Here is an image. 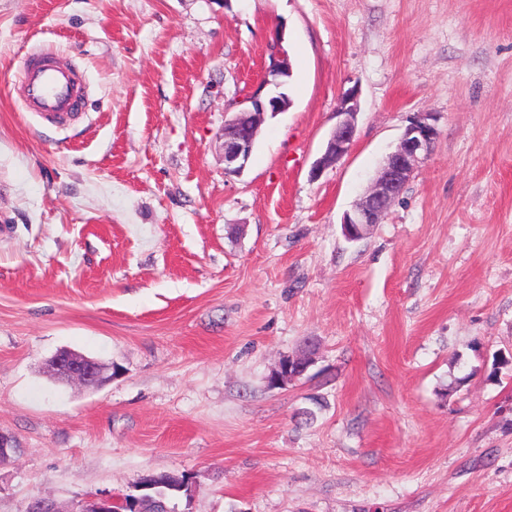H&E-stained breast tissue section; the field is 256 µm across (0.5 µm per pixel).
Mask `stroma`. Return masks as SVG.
Instances as JSON below:
<instances>
[{
    "label": "stroma",
    "mask_w": 512,
    "mask_h": 512,
    "mask_svg": "<svg viewBox=\"0 0 512 512\" xmlns=\"http://www.w3.org/2000/svg\"><path fill=\"white\" fill-rule=\"evenodd\" d=\"M279 35L291 104L226 175ZM43 49L88 77L59 127L20 99ZM421 112L431 154L348 241ZM2 224L0 512L159 472L178 512H512V0H0ZM63 348L118 373L55 381ZM356 107V91L355 89H350L345 92L342 106L337 112L340 115H344V118L330 134L323 154L311 170V179H317L324 169L336 164L337 161L346 156L350 151L355 135Z\"/></svg>",
    "instance_id": "35a3bbf8"
}]
</instances>
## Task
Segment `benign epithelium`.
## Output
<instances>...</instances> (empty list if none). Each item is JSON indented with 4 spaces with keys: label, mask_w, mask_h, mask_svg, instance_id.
Returning <instances> with one entry per match:
<instances>
[{
    "label": "benign epithelium",
    "mask_w": 512,
    "mask_h": 512,
    "mask_svg": "<svg viewBox=\"0 0 512 512\" xmlns=\"http://www.w3.org/2000/svg\"><path fill=\"white\" fill-rule=\"evenodd\" d=\"M272 64L265 71L261 87L272 86L274 91L250 97L251 107L235 114L224 124V173L239 175L246 168L253 152L257 136L269 113L283 112L288 108V96L280 91L289 76L287 59L282 41L271 45ZM357 111L356 91L345 92L339 113L344 115L330 134L324 152L310 173L317 179L327 167L348 154L355 135ZM438 138V129L430 115L414 116L405 128L399 144L383 161L379 175L354 208L345 213L342 224L346 236L352 240L361 238L364 232L381 223L390 204L405 190L414 174L431 153ZM50 369L60 381H76L87 388H99L105 383L107 367L98 360L69 349L58 351L50 360ZM124 498L109 494L92 495L72 503L64 511L49 500L43 503L45 512H114V506Z\"/></svg>",
    "instance_id": "7a95c632"
}]
</instances>
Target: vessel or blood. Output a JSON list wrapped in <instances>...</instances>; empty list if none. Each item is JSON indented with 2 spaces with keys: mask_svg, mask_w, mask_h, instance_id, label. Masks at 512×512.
Here are the masks:
<instances>
[{
  "mask_svg": "<svg viewBox=\"0 0 512 512\" xmlns=\"http://www.w3.org/2000/svg\"><path fill=\"white\" fill-rule=\"evenodd\" d=\"M80 73L47 53L34 54L25 66L26 103L49 124L63 125L84 108Z\"/></svg>",
  "mask_w": 512,
  "mask_h": 512,
  "instance_id": "1",
  "label": "vessel or blood"
}]
</instances>
